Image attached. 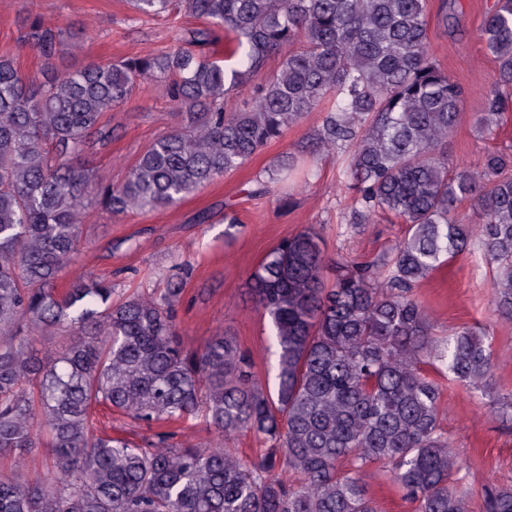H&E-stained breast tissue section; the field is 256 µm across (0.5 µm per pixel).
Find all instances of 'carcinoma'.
Masks as SVG:
<instances>
[{"label":"carcinoma","mask_w":512,"mask_h":512,"mask_svg":"<svg viewBox=\"0 0 512 512\" xmlns=\"http://www.w3.org/2000/svg\"><path fill=\"white\" fill-rule=\"evenodd\" d=\"M142 16L206 21L182 44L147 57L43 71L27 79L0 56V512H376L368 470L389 469L416 512H469L454 485L459 449L439 423L443 375L483 392L493 336L462 327L433 336L413 290L464 252L468 201L482 224L497 317L512 321V158L448 171V138L466 90L437 62L429 0H131ZM224 33V60L195 47ZM480 36L498 65L477 122L499 125V87L512 86V0H497ZM42 57L61 34L33 20ZM278 70L255 82L264 59ZM162 79L183 127L141 154L120 185L86 158L112 143L106 112ZM255 83L229 112L225 95ZM311 112L320 149L348 154L352 223L388 213L407 233L380 261L329 262L311 228L281 240L254 270L250 294L270 319L276 388L254 379L236 340L183 346L174 303L112 299L92 274L66 279L90 197L114 215L172 206L244 166ZM286 155L252 195L294 178ZM331 269V286L324 271ZM71 336L41 354L37 335ZM155 429L143 448L96 430V410ZM202 417L228 437L254 431L259 456L176 441L173 423ZM41 457L22 471L19 461ZM484 512H512V486L488 481Z\"/></svg>","instance_id":"cac0c4a2"}]
</instances>
